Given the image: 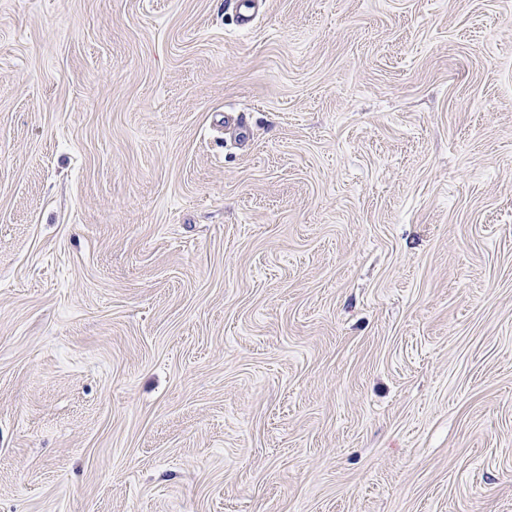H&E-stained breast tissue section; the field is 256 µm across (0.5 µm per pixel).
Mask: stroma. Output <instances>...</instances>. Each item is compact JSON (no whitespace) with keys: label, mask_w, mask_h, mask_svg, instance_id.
Masks as SVG:
<instances>
[{"label":"stroma","mask_w":512,"mask_h":512,"mask_svg":"<svg viewBox=\"0 0 512 512\" xmlns=\"http://www.w3.org/2000/svg\"><path fill=\"white\" fill-rule=\"evenodd\" d=\"M0 512H512V0H0Z\"/></svg>","instance_id":"35a3bbf8"}]
</instances>
